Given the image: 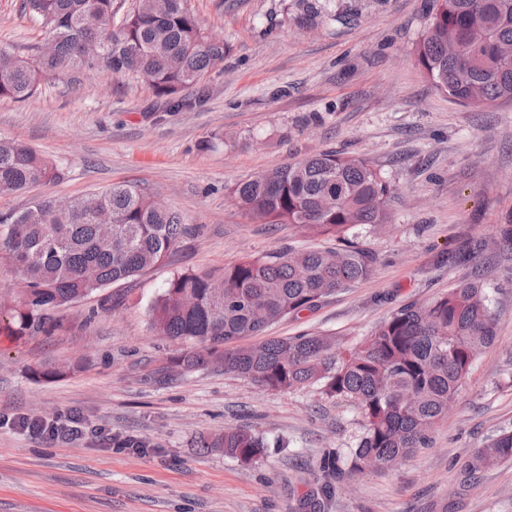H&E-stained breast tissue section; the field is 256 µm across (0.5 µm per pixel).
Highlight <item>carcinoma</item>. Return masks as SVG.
<instances>
[{"label": "carcinoma", "instance_id": "cac0c4a2", "mask_svg": "<svg viewBox=\"0 0 512 512\" xmlns=\"http://www.w3.org/2000/svg\"><path fill=\"white\" fill-rule=\"evenodd\" d=\"M114 0H25V9L55 43L50 59L12 56L0 66V97L29 99L48 78L97 66L146 83L164 107L191 105L182 92L224 60V46L208 42L187 0H140L121 22L106 27ZM297 19L313 24L329 13L330 0H293ZM96 12L105 27L88 31L83 15ZM103 46L101 64L81 55L84 41ZM512 43V0H433L417 47L423 72L449 98L481 106L512 100V60L499 46ZM57 164L30 146L0 139V185L14 193L61 180ZM250 217L263 224H293L308 237L332 235L328 250L274 249L224 268L217 278L184 271L172 277L151 305V320L171 339L192 348L170 360L182 373L224 366V372L268 390L315 385L331 400L361 410L354 447L325 455L324 492L373 465L389 471L431 445L430 430L448 415L460 383L496 336L495 315L482 283H466L430 302L395 309L361 342L345 347L334 336L268 338L246 348L232 342L260 336L272 324L311 310L326 298L370 277L378 257L346 237L389 222L395 188L368 159L322 151L229 187ZM112 214L104 237L89 208ZM181 214L154 206L135 185L116 183L72 198L56 213L53 200L0 215V260L18 279L14 300L0 301V329L11 335L48 332L49 311L159 265L190 233ZM198 447L243 464H255L270 447L282 448L247 428L199 438ZM512 463V431L502 430L462 468V484Z\"/></svg>", "mask_w": 512, "mask_h": 512}]
</instances>
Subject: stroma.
<instances>
[{
	"label": "stroma",
	"mask_w": 512,
	"mask_h": 512,
	"mask_svg": "<svg viewBox=\"0 0 512 512\" xmlns=\"http://www.w3.org/2000/svg\"><path fill=\"white\" fill-rule=\"evenodd\" d=\"M224 59L163 111L139 80L86 69L46 80L23 102L0 99V139L53 159L64 178L0 194V213L35 198L74 197L126 182L160 192L196 225L162 264L57 310L48 333H0V512H303L322 457L353 446L360 415L317 387L271 391L210 367L157 372L185 342L161 335L150 305L171 277L274 249L335 247L290 224L247 216L227 189L322 150L368 158L396 189L387 227L362 234L372 276L268 336L363 339L397 307L473 280L492 288L497 336L470 366L431 447L396 470L337 485L325 512H512V463L459 486L462 462L512 427V100L461 106L425 77L416 54L432 0H332L299 27L286 0H187ZM43 40L23 0H0V46L30 57ZM44 363L65 366L41 380ZM87 431L62 441L18 418ZM245 426L284 447L244 465L195 448L199 433ZM139 441L119 450L105 436Z\"/></svg>",
	"instance_id": "stroma-1"
}]
</instances>
